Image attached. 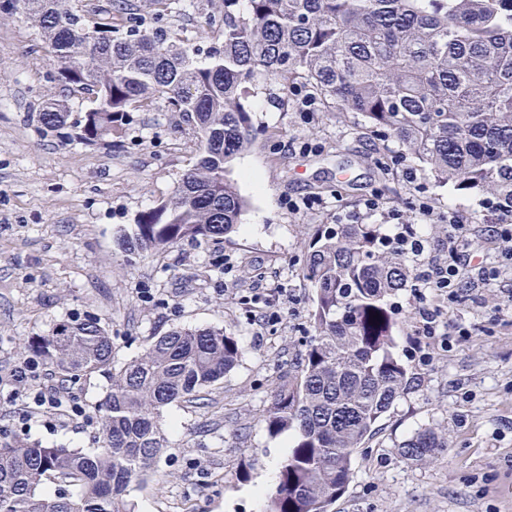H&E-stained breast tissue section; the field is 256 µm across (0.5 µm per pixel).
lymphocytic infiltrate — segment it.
<instances>
[{
    "mask_svg": "<svg viewBox=\"0 0 512 512\" xmlns=\"http://www.w3.org/2000/svg\"><path fill=\"white\" fill-rule=\"evenodd\" d=\"M442 221L448 226V236L436 254L425 255L423 241L413 223H398L393 239L407 253L420 258L413 288L417 301L414 309L416 335L449 349L468 341L473 328L449 319L446 305L456 302L463 284L477 280L488 286L504 272L512 271V215H498L492 227L498 256L490 265L479 267L475 272L461 266L457 260L459 252L469 245V232L457 211L449 210Z\"/></svg>",
    "mask_w": 512,
    "mask_h": 512,
    "instance_id": "f902f5d3",
    "label": "lymphocytic infiltrate"
}]
</instances>
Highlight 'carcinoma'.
<instances>
[{"label":"carcinoma","instance_id":"carcinoma-1","mask_svg":"<svg viewBox=\"0 0 512 512\" xmlns=\"http://www.w3.org/2000/svg\"><path fill=\"white\" fill-rule=\"evenodd\" d=\"M0 0L44 39L55 79L95 107L72 117L50 102L42 128L94 146L119 137L156 99L184 113L200 138L197 162L171 196L142 211L123 239L130 254L234 231L246 206L231 164L253 140L245 105L262 79H302L367 128L393 137L434 180L492 196L512 213V0H222L221 40L201 50L146 25L131 0ZM415 270L381 224H338L313 235L301 276L312 331L296 369L280 376L264 415L272 436H294L266 512H331L353 475V455L411 389L394 355L387 297ZM65 381L96 372L111 384L98 405V448L0 437V512H133L128 488L166 448L162 410L192 402L224 378L242 349L222 329L175 328L112 369V338L94 318L22 344ZM448 448L434 427L403 442L421 462ZM73 493L44 491L51 478Z\"/></svg>","mask_w":512,"mask_h":512}]
</instances>
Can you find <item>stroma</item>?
<instances>
[{
	"label": "stroma",
	"instance_id": "stroma-1",
	"mask_svg": "<svg viewBox=\"0 0 512 512\" xmlns=\"http://www.w3.org/2000/svg\"><path fill=\"white\" fill-rule=\"evenodd\" d=\"M135 3L190 45L204 49L220 38L205 22L210 0H168L162 11L153 0ZM53 74L27 19H0V433L94 449V409L107 376L62 389L41 357L21 348L61 322L100 320L118 367L173 328H221L239 341L238 365L203 403L164 408L167 447L128 498L135 512H264L278 481L269 468L284 460L291 436L269 435L263 415L309 334L310 290L300 269L317 227L335 224L339 213L363 215L374 195L411 221L423 193L435 211L455 208L469 224L468 258L477 267L495 254L487 202L435 183L357 113H335L320 98L307 114L293 92L260 84L247 100L255 139L232 165L247 201L235 232L130 258L120 234L167 199L196 162L195 129L158 99L132 113L110 147L46 134L36 114L42 103L64 99L76 114L92 106ZM310 198L322 206L288 207ZM389 301L398 318L394 353L415 382L355 454L354 478L332 512H512V274L465 290L450 316L475 325L474 336L449 350L432 347L425 360L409 291ZM23 366L31 380L14 385ZM427 426L438 428L447 449L423 464L402 458L399 446Z\"/></svg>",
	"mask_w": 512,
	"mask_h": 512
}]
</instances>
